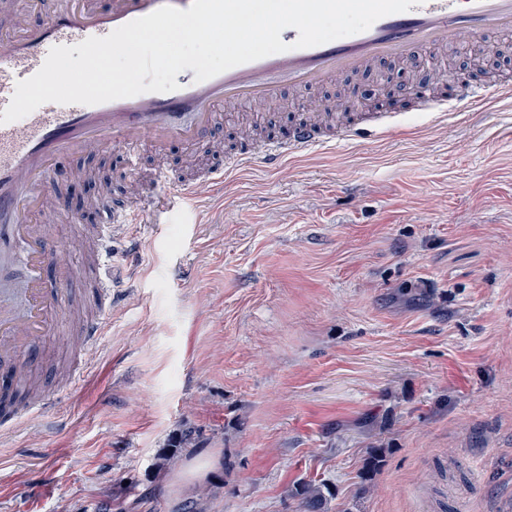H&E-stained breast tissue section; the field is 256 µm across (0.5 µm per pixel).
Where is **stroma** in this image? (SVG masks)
Wrapping results in <instances>:
<instances>
[{
  "mask_svg": "<svg viewBox=\"0 0 512 512\" xmlns=\"http://www.w3.org/2000/svg\"><path fill=\"white\" fill-rule=\"evenodd\" d=\"M512 64V36L419 70L460 80ZM283 91L224 116L208 140L134 161L60 157L136 204L130 172L201 175L211 145L335 103ZM282 171L233 172L168 200L143 230L112 323L82 355L67 330L39 379L53 414L0 431V512H501L512 500V99L445 124L405 112ZM49 236L100 223L54 181ZM85 375L59 394L55 367ZM294 494L300 497L305 512H323L327 502L323 486L303 482L297 485Z\"/></svg>",
  "mask_w": 512,
  "mask_h": 512,
  "instance_id": "1",
  "label": "stroma"
}]
</instances>
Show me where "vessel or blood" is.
<instances>
[{
	"label": "vessel or blood",
	"mask_w": 512,
	"mask_h": 512,
	"mask_svg": "<svg viewBox=\"0 0 512 512\" xmlns=\"http://www.w3.org/2000/svg\"><path fill=\"white\" fill-rule=\"evenodd\" d=\"M43 4L49 7L46 24L27 27L28 12ZM190 4L191 0H15L19 34L0 47V111L9 105L17 82L34 75L52 47L106 36L165 5L185 10ZM492 35H512V0H423L408 11L378 19L364 32L314 47L295 48L298 31L285 29L281 39L289 44V51L202 82L196 81L194 70H184L176 77L177 90L171 92L97 105L46 103L22 119L0 124V244L15 249L24 296L18 305L10 289L0 290V383L27 377L59 304V292L48 279L52 254L48 226L40 218L46 213L60 156L143 140L162 154L173 145L204 140L219 111L273 102L282 87L311 92L364 74L382 62L415 68L424 56L447 52L463 41L478 46ZM511 97L512 77L463 82L449 90L414 82L378 110L356 114L334 129L316 117L296 120L286 137L260 145L250 130H243L238 148L225 155L223 163L208 168L202 177L178 180L177 187L191 196L201 188L223 184L225 174L235 168L258 162L280 169L288 158L315 153L359 131H394L406 107L444 119L455 112L477 113ZM162 207V199L145 182L135 208L106 213L104 223L97 225L93 273L99 304L73 337L75 352L92 350L112 321L113 286L119 276L112 263L113 244L134 235L139 217Z\"/></svg>",
	"instance_id": "vessel-or-blood-1"
}]
</instances>
